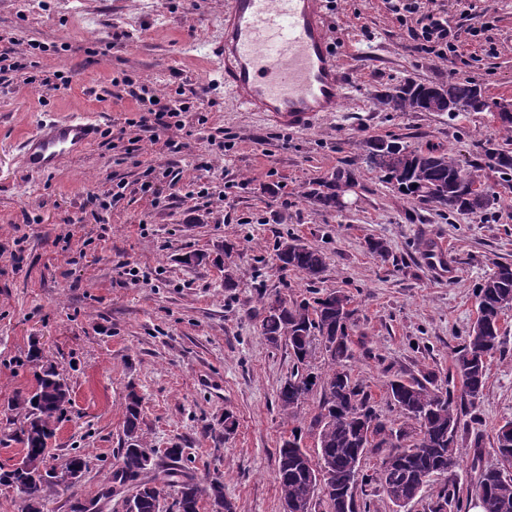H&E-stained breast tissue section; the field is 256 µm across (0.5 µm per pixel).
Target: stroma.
Listing matches in <instances>:
<instances>
[{
    "label": "stroma",
    "instance_id": "stroma-1",
    "mask_svg": "<svg viewBox=\"0 0 512 512\" xmlns=\"http://www.w3.org/2000/svg\"><path fill=\"white\" fill-rule=\"evenodd\" d=\"M486 5L495 21L474 37L473 13L460 0H442L459 34L457 56L445 61L411 49L385 0H336L330 27L350 83L338 111L296 132L241 110L225 89L217 65L224 0H0V37L32 44L33 60L66 79L56 90L20 82L0 88V430L8 402L32 391L37 365L53 366L71 403L48 442L47 464L61 468L76 454L90 462L73 489L47 495L44 512H71L73 497L109 488L103 512H125L127 489L112 472L132 391L142 399L141 428L156 469L169 467L168 448L180 447L183 473L203 483L223 479L236 512H283L279 448L296 427L302 447L316 454L310 423L325 392L315 385L296 418L281 414L278 392L294 360L287 343L272 346L262 334L266 294L350 295L347 366L384 418H399L390 380L429 377L436 388L460 392L454 359L475 320L476 288L496 263H512V187L478 156L480 146L504 144L505 135L488 112H389L375 96L406 81L455 75L481 84L490 101L512 100V0ZM130 81L209 101L208 123L186 116L180 153H158L148 131L127 153V122L139 115ZM50 118L93 121L98 137L57 169L28 173L19 144ZM390 138L438 145L463 165H479L496 203L483 214L450 215L410 202L362 161L367 141ZM151 165L224 196L172 191L152 205L138 190ZM346 166L356 178L349 208L301 198L305 185ZM120 182L125 198L95 221L84 209L87 194ZM291 237L326 254L315 285L280 270L275 249ZM372 238L386 242L385 255L369 251ZM436 239L457 268L452 280L419 257ZM196 254L203 262H193ZM133 267L142 279L128 276ZM34 345L36 364L28 360ZM457 413L452 476L470 512V490L481 469L499 465L497 431L512 420V316L482 396L459 403ZM228 415L236 422L229 434Z\"/></svg>",
    "mask_w": 512,
    "mask_h": 512
}]
</instances>
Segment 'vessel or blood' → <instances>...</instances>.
I'll use <instances>...</instances> for the list:
<instances>
[{
	"instance_id": "b4317fda",
	"label": "vessel or blood",
	"mask_w": 512,
	"mask_h": 512,
	"mask_svg": "<svg viewBox=\"0 0 512 512\" xmlns=\"http://www.w3.org/2000/svg\"><path fill=\"white\" fill-rule=\"evenodd\" d=\"M224 86L274 127L304 131L336 111L348 73L330 34L326 0H224ZM93 123L49 120L22 144L25 166L47 172L95 140Z\"/></svg>"
}]
</instances>
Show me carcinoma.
Masks as SVG:
<instances>
[{
  "label": "carcinoma",
  "mask_w": 512,
  "mask_h": 512,
  "mask_svg": "<svg viewBox=\"0 0 512 512\" xmlns=\"http://www.w3.org/2000/svg\"><path fill=\"white\" fill-rule=\"evenodd\" d=\"M378 102L392 112H491L493 105L482 87L471 79L450 78L446 83L423 84L408 81L377 96ZM484 159L505 182L512 183V153L491 145L482 147ZM363 160L379 173L381 180L412 202L433 204L450 214H474L488 210L495 197L480 193L479 176L464 168L449 151L435 147L411 148L399 139H375L366 143ZM354 181L349 168H340L301 191V197L325 209H339L341 187ZM280 268L301 274L311 283L319 281L326 270V254L296 238L280 242L276 248ZM479 316L462 347L457 351L456 367L463 388L483 393L488 360L501 345L499 320L512 308V264L500 263L477 287ZM349 295L332 292L313 301L281 298V307L272 312L262 301V334L274 345L288 341L295 369L280 387L278 404L292 416L306 400L318 376L309 371L308 358L313 343H323L331 365L323 379L325 399L313 425L319 428L314 461L302 448L298 436L283 439L278 458V485L284 512H356L355 500L344 504V496L357 482L376 483L392 503L412 502L435 475L457 467L454 436L458 414L450 392L430 389L420 380L394 379L388 382L391 404L403 419L395 431L377 411L371 393L364 390L343 368L351 356L348 325L352 311ZM71 403L65 379L52 366L36 374L34 391L11 402L7 424L15 427L10 437L23 445V455L9 470L0 471V486L12 478L23 488L24 512H42L49 489L57 486L46 466L47 440L53 424ZM124 448L116 461L114 480L132 486L130 512H161L165 488L176 489L171 512H199L202 498L210 501L212 512H236L234 503L224 495V482L218 478L202 485L187 478L177 468H166L147 480L143 451L149 449L140 426L139 400L130 395L124 421ZM372 448H387L389 453L373 473L363 472L362 461ZM330 477L320 478L324 471ZM473 494L483 512H512V478L503 476V468L482 470ZM459 509L456 490L444 487L429 512Z\"/></svg>",
  "instance_id": "carcinoma-1"
}]
</instances>
